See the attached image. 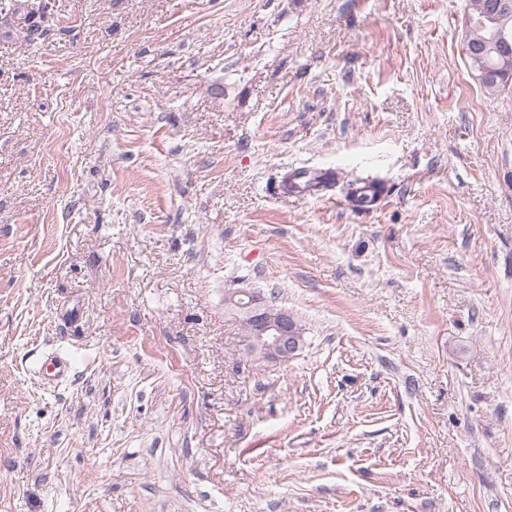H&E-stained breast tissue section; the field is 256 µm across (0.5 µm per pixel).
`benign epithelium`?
Returning <instances> with one entry per match:
<instances>
[{"label": "benign epithelium", "mask_w": 512, "mask_h": 512, "mask_svg": "<svg viewBox=\"0 0 512 512\" xmlns=\"http://www.w3.org/2000/svg\"><path fill=\"white\" fill-rule=\"evenodd\" d=\"M489 17L498 23V31L491 39L493 50L503 59L512 57V36L508 20L512 18V0H490ZM469 58L471 74L480 84L493 82L485 65L488 43L469 41L464 49ZM226 305L238 315L241 335L248 353L260 360L286 363L304 343L305 328L293 313L276 305L264 294L235 291L225 296Z\"/></svg>", "instance_id": "obj_1"}]
</instances>
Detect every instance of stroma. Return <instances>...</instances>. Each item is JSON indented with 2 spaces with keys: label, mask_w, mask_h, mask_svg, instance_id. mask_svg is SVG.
Instances as JSON below:
<instances>
[{
  "label": "stroma",
  "mask_w": 512,
  "mask_h": 512,
  "mask_svg": "<svg viewBox=\"0 0 512 512\" xmlns=\"http://www.w3.org/2000/svg\"><path fill=\"white\" fill-rule=\"evenodd\" d=\"M466 4L0 0V512H512V88ZM270 298L276 301L274 293ZM270 298L256 292L235 291L225 296V303L238 315L250 355L267 362L286 363L302 347L305 328L293 313ZM71 370V360L68 357L50 354L39 368V373L44 374L50 381H58L66 377Z\"/></svg>",
  "instance_id": "obj_1"
}]
</instances>
